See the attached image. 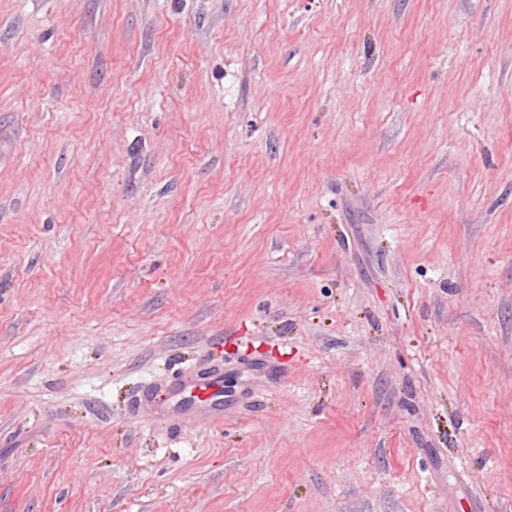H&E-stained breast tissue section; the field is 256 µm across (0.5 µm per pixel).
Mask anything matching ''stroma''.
<instances>
[{
  "label": "stroma",
  "instance_id": "35a3bbf8",
  "mask_svg": "<svg viewBox=\"0 0 512 512\" xmlns=\"http://www.w3.org/2000/svg\"><path fill=\"white\" fill-rule=\"evenodd\" d=\"M0 512H512V0H0ZM198 375L177 379L171 387V394H189L196 399L197 408L208 412L219 411L220 406L214 402L219 397L217 393L221 387L222 377L214 373L200 377Z\"/></svg>",
  "mask_w": 512,
  "mask_h": 512
}]
</instances>
